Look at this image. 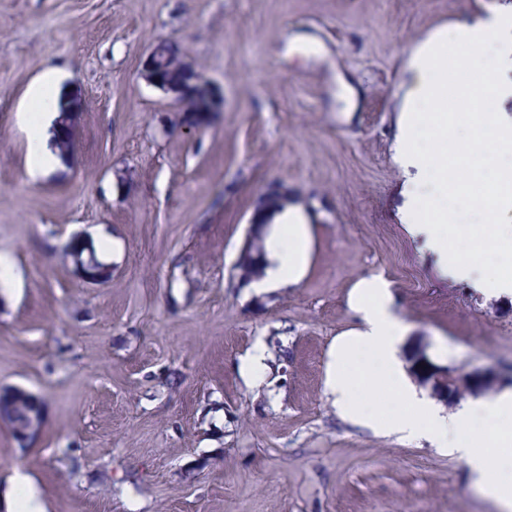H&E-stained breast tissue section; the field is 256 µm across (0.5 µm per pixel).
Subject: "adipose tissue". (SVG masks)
<instances>
[{
	"label": "adipose tissue",
	"mask_w": 512,
	"mask_h": 512,
	"mask_svg": "<svg viewBox=\"0 0 512 512\" xmlns=\"http://www.w3.org/2000/svg\"><path fill=\"white\" fill-rule=\"evenodd\" d=\"M512 28V17L491 15L455 24L429 39L412 57L415 72L401 118L399 155L408 165L430 173L438 193L469 198L492 211L512 207V171L500 173L501 191H477L472 176L498 156L512 153V121L485 111L496 97L495 68L484 60L487 48ZM468 49L460 70L470 72L456 98L448 96L449 43ZM58 114L45 105L36 116L20 113L33 123L35 146L26 171L36 179L54 170L61 158L52 145L51 127ZM280 227L271 242L272 265L261 288L297 284L308 263L310 227L298 205L279 214ZM439 202H419L406 221L411 233L424 237L439 264L458 281L482 293H512V276L487 277L481 270L491 261L512 259V225H471L461 231ZM350 304L359 329L338 336L326 369V387L345 419L384 434L427 438L438 448L465 461L473 484L502 512H512V388L490 397L469 400L451 415L439 414L415 391L398 356L407 327L393 310L387 283L378 276L361 279Z\"/></svg>",
	"instance_id": "obj_1"
}]
</instances>
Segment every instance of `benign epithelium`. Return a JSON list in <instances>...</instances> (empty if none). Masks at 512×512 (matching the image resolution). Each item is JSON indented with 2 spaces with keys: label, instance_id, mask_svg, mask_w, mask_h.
I'll return each mask as SVG.
<instances>
[{
  "label": "benign epithelium",
  "instance_id": "1",
  "mask_svg": "<svg viewBox=\"0 0 512 512\" xmlns=\"http://www.w3.org/2000/svg\"><path fill=\"white\" fill-rule=\"evenodd\" d=\"M141 76L151 85L170 94L178 104L179 111L186 113L185 125L190 129H199L207 124L208 115L218 111L215 91L210 82L203 76L198 66L187 58L167 60L163 43L150 47L142 65ZM291 198L288 189L280 184L272 183L257 199L250 220L251 231L246 240L239 260L248 259L251 253L261 245L266 228L271 221L262 219L267 206L273 201L287 202ZM86 256L68 246L66 257L71 262L77 276L89 285H101L112 280V267L99 262L92 254V241L82 239ZM410 369L414 372V380L422 387L429 389L430 394L439 402L451 403L449 387L452 383L463 380L473 390L479 391L485 385H497L502 377L492 372L464 373L451 371L444 366L435 364L426 354L423 347H414L407 353ZM8 394L9 400L16 404L26 403L30 407L26 421L18 426L17 440L22 448L29 447L40 435L45 408L43 402L34 393L22 388H9L0 395Z\"/></svg>",
  "mask_w": 512,
  "mask_h": 512
}]
</instances>
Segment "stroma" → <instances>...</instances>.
<instances>
[{"mask_svg":"<svg viewBox=\"0 0 512 512\" xmlns=\"http://www.w3.org/2000/svg\"><path fill=\"white\" fill-rule=\"evenodd\" d=\"M512 0H0V388L37 394V441L0 424V491L22 471L46 512H499L463 460L342 418L325 385L381 276L404 348L512 374V294L444 272L404 220L421 180L398 161L413 51ZM174 38L224 98L192 132L142 78ZM78 101L70 160L26 174L18 115L43 70ZM356 97H349L348 87ZM280 183L310 215L296 285L235 263ZM109 238L112 279L64 250ZM262 348L258 373L245 365ZM85 247L86 256L83 257L73 249L72 243L66 250V257L71 262L77 276L89 285H101L111 281L112 267L98 262L92 254V241L90 238H81Z\"/></svg>","mask_w":512,"mask_h":512,"instance_id":"obj_1","label":"stroma"}]
</instances>
